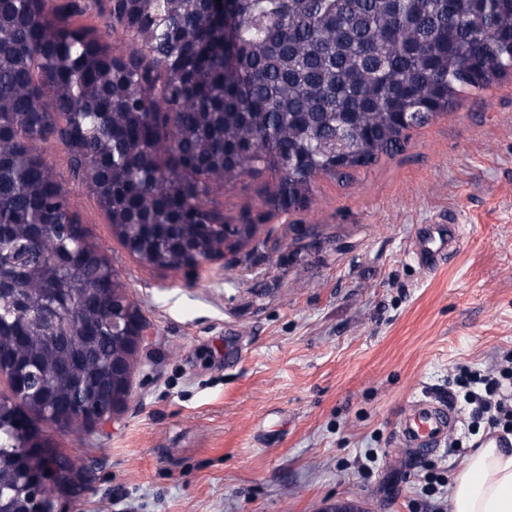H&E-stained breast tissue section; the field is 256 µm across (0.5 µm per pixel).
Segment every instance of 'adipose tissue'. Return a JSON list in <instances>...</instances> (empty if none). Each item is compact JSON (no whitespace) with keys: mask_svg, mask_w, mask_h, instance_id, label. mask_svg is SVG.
Wrapping results in <instances>:
<instances>
[{"mask_svg":"<svg viewBox=\"0 0 512 512\" xmlns=\"http://www.w3.org/2000/svg\"><path fill=\"white\" fill-rule=\"evenodd\" d=\"M448 505L450 512H512V448L473 449L454 479Z\"/></svg>","mask_w":512,"mask_h":512,"instance_id":"obj_1","label":"adipose tissue"}]
</instances>
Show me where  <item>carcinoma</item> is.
I'll list each match as a JSON object with an SVG mask.
<instances>
[{
  "mask_svg": "<svg viewBox=\"0 0 512 512\" xmlns=\"http://www.w3.org/2000/svg\"><path fill=\"white\" fill-rule=\"evenodd\" d=\"M0 0V373L25 356L42 393L24 424L0 404V512H28L45 466L47 407L81 411L74 383L108 404L97 370L117 345L107 291L126 295L88 240L40 151L55 140L150 267L200 247L246 245L257 222L303 210L317 178L348 180L402 152L404 115L422 127L461 96L512 75V0ZM127 48L116 52L112 33ZM273 173L266 212L226 217L204 202L224 184ZM74 290L47 319L35 289Z\"/></svg>",
  "mask_w": 512,
  "mask_h": 512,
  "instance_id": "carcinoma-1",
  "label": "carcinoma"
}]
</instances>
